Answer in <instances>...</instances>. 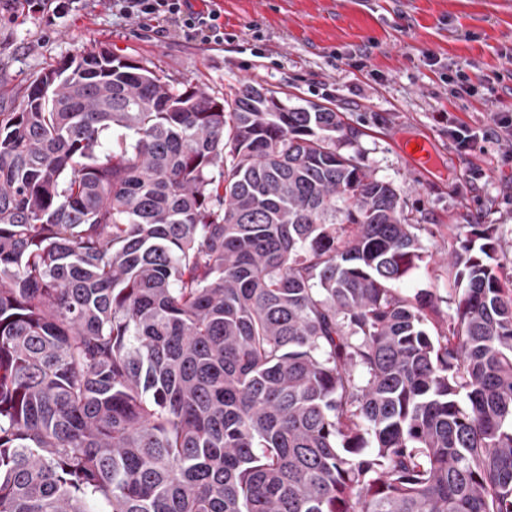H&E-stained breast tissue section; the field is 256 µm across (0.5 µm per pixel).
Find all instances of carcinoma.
<instances>
[{"mask_svg": "<svg viewBox=\"0 0 512 512\" xmlns=\"http://www.w3.org/2000/svg\"><path fill=\"white\" fill-rule=\"evenodd\" d=\"M341 117L105 48L0 112V512H512V290L455 309Z\"/></svg>", "mask_w": 512, "mask_h": 512, "instance_id": "cac0c4a2", "label": "carcinoma"}]
</instances>
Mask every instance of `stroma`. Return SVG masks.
<instances>
[{"label": "stroma", "instance_id": "obj_1", "mask_svg": "<svg viewBox=\"0 0 512 512\" xmlns=\"http://www.w3.org/2000/svg\"><path fill=\"white\" fill-rule=\"evenodd\" d=\"M221 9L223 45L188 41L113 10L112 0H0V112L31 82L106 47L180 89L220 98L241 83L287 106L339 112L359 165L398 189L427 255L399 283L454 308L448 257L460 224L495 226L512 282V137L460 153L449 122L490 130L512 108V0H193ZM425 140L427 162L407 142Z\"/></svg>", "mask_w": 512, "mask_h": 512}]
</instances>
